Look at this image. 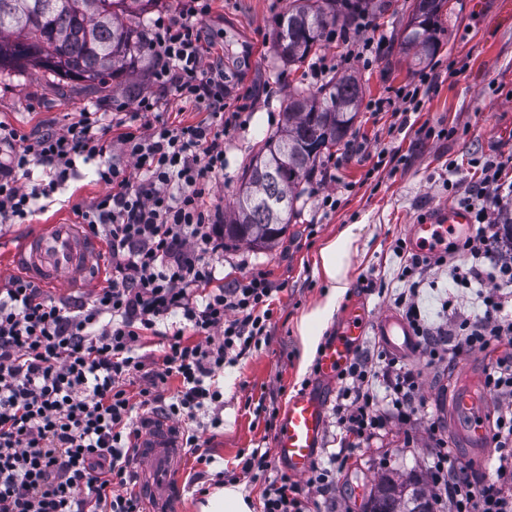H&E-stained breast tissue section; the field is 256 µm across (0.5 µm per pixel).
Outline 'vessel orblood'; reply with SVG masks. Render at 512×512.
<instances>
[{
  "instance_id": "obj_1",
  "label": "vessel or blood",
  "mask_w": 512,
  "mask_h": 512,
  "mask_svg": "<svg viewBox=\"0 0 512 512\" xmlns=\"http://www.w3.org/2000/svg\"><path fill=\"white\" fill-rule=\"evenodd\" d=\"M471 229L469 210L450 206L429 220L411 225L409 240L416 254L428 255L436 252L449 235L463 237ZM98 251L97 241L87 237L77 225L48 224L14 248L11 257L28 274L56 283L83 276ZM370 321L375 324L380 342L392 354L399 357L419 354L418 340L402 318L385 312L371 320L361 312L351 315L341 335L324 348L319 361L320 375L337 373L353 359ZM462 376L467 380V387L456 399L454 414L466 445L476 450L468 462L478 468L485 464L492 445L489 409L479 376L468 369L463 370ZM324 409L322 398L311 392L295 397L288 404L277 453L293 474H306L314 460L323 431ZM183 458L177 426L157 415L146 417L136 440L134 460L141 468L139 481L149 495L147 512H176Z\"/></svg>"
}]
</instances>
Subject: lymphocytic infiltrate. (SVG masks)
<instances>
[{
	"instance_id": "lymphocytic-infiltrate-1",
	"label": "lymphocytic infiltrate",
	"mask_w": 512,
	"mask_h": 512,
	"mask_svg": "<svg viewBox=\"0 0 512 512\" xmlns=\"http://www.w3.org/2000/svg\"><path fill=\"white\" fill-rule=\"evenodd\" d=\"M212 2L185 0L180 17L153 23L148 48L160 62L155 87L210 118L182 126L157 116L125 132L122 150L134 159L137 180L107 161L111 143L97 113L82 112L65 129L22 148L16 130L0 124V223L25 221L89 164L106 191L78 216L103 231L112 257L107 286L87 303L48 299L22 278L0 290V512H143L128 490L134 411L189 421L221 405L215 376L266 333L273 290L264 277L214 283L224 218L209 198L239 115L225 111L221 63H203L199 25ZM375 28L370 17H360L344 39L347 57L368 68L382 46ZM37 168L44 181L23 190L20 179ZM507 197L512 155L482 164L468 197L478 230L454 243L455 264L407 251L401 241L394 248L408 283L395 303L431 362L481 352L494 341L504 346L485 379L499 400L495 480H475L455 465L438 424L426 428L435 444L434 496L448 512H512V256L499 246L500 226L512 222ZM442 266L452 289L443 308H454L456 289L476 286L481 313L451 325L424 314L421 291L431 270ZM159 334L166 343L150 370L139 350L144 338ZM172 378L181 386L168 401L161 388ZM338 378L336 426L344 448L371 440L389 420L410 421L424 405L417 376L390 359H353ZM342 466L340 456H331L301 483L256 448L242 472L264 482L263 512H310L312 494H327Z\"/></svg>"
}]
</instances>
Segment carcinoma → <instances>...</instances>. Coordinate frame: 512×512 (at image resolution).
Returning a JSON list of instances; mask_svg holds the SVG:
<instances>
[{"mask_svg":"<svg viewBox=\"0 0 512 512\" xmlns=\"http://www.w3.org/2000/svg\"><path fill=\"white\" fill-rule=\"evenodd\" d=\"M14 0H0V70L32 64L51 75L106 89L138 69L146 43L140 18L161 0H30L35 20H12ZM345 0H289L277 21L275 48L295 64L321 45L327 20H336ZM444 0H416L414 14L433 20V29L407 25L403 42L431 59L440 45L438 15ZM343 14V13H341ZM345 21H351L344 13ZM361 101L353 76L320 92L290 93L283 125L264 138L244 171L236 199L224 217V239L269 248L286 233L295 205L310 183L323 150L340 144L351 130ZM367 512H433L419 478L409 485L384 475L373 489Z\"/></svg>","mask_w":512,"mask_h":512,"instance_id":"1","label":"carcinoma"}]
</instances>
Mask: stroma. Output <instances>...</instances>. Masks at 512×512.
I'll list each match as a JSON object with an SVG mask.
<instances>
[{
  "label": "stroma",
  "mask_w": 512,
  "mask_h": 512,
  "mask_svg": "<svg viewBox=\"0 0 512 512\" xmlns=\"http://www.w3.org/2000/svg\"><path fill=\"white\" fill-rule=\"evenodd\" d=\"M373 3L384 39L378 62L367 69L358 61L340 60L341 44L326 41L321 53L338 58L340 64L319 79L312 77L308 63L288 64L276 55V21L287 11L288 0H214L210 17L200 25L210 47L207 61H224L225 101L242 109L229 134L224 175L213 185L211 203L217 208H230L245 167L266 134L281 126L294 89L315 94L330 82L352 75L362 86L364 104L345 143L321 159L280 243L270 250L228 245L217 261L228 282L264 274L275 289L273 315L266 340L225 365L218 379L224 388L222 424L212 428L209 414L197 416L207 425L202 439L213 462L205 467L194 454H187L180 512H199L203 490L218 485L221 471L237 473L239 485L260 498L263 484L241 475L242 462L252 449L275 451L284 410L297 395L315 392L324 399L316 461L327 462L338 451L334 409L340 381L311 370L302 377L297 374L301 351L297 324L323 291L324 282L313 264L320 245L346 225L368 227L352 259L350 286L325 333L329 342L339 336L351 313L393 310L392 296L404 286L393 246L407 239L410 225L443 207L462 204L466 189L477 178V163L512 154V0H450L439 17L440 48L429 60L418 59L414 50L402 44L414 0ZM430 69L438 76L437 86L403 130H395L393 112L366 109L368 101L395 98L400 88ZM120 105L131 112L136 100L79 81H60L30 65L0 72V122L16 129L26 143L44 130L63 128L82 110L110 114ZM361 141L372 151L396 148L400 163L377 167L372 160L351 153L350 144ZM452 164L457 167L453 175L447 172ZM102 192L85 170L47 210L22 224L0 223V289L15 276L8 264L11 249L41 225L75 220V207L88 206ZM327 193L337 194L336 208L321 206L320 199ZM499 352L494 345L484 353L462 355L447 367L430 364L423 355L407 364L420 373L427 417L439 420L454 455H461L463 445L448 414V400L461 384L464 367L484 374ZM426 419L409 425L389 423L380 435L350 449L346 467L337 472L330 494L316 497L313 512H330L334 506L340 512H364L370 490L384 474L429 479L434 450L425 434Z\"/></svg>",
  "instance_id": "stroma-1"
}]
</instances>
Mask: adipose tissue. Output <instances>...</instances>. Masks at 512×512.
<instances>
[{"instance_id": "ef3b65f1", "label": "adipose tissue", "mask_w": 512, "mask_h": 512, "mask_svg": "<svg viewBox=\"0 0 512 512\" xmlns=\"http://www.w3.org/2000/svg\"><path fill=\"white\" fill-rule=\"evenodd\" d=\"M364 231V225H347L338 236L324 241L315 256L314 266L324 279L325 291L298 324L301 343L298 374L306 373L321 338L336 313L338 303L349 287L350 259L357 252Z\"/></svg>"}]
</instances>
